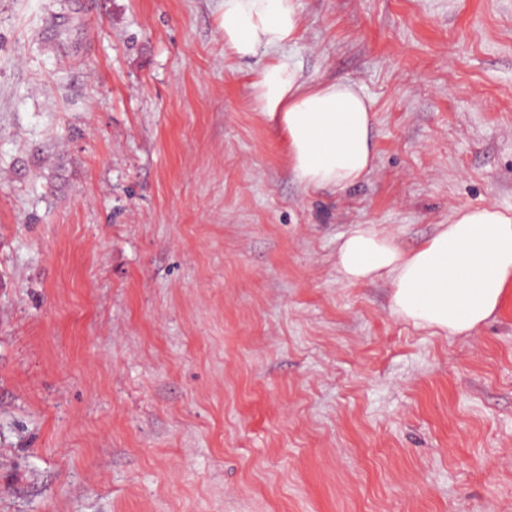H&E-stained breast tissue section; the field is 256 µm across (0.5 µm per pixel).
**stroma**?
I'll use <instances>...</instances> for the list:
<instances>
[{"instance_id": "35a3bbf8", "label": "stroma", "mask_w": 512, "mask_h": 512, "mask_svg": "<svg viewBox=\"0 0 512 512\" xmlns=\"http://www.w3.org/2000/svg\"><path fill=\"white\" fill-rule=\"evenodd\" d=\"M372 169L292 177L223 0H0V512H512V283L469 336L350 284L512 210V0H299Z\"/></svg>"}]
</instances>
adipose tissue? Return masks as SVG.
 Returning <instances> with one entry per match:
<instances>
[{"label": "adipose tissue", "instance_id": "adipose-tissue-1", "mask_svg": "<svg viewBox=\"0 0 512 512\" xmlns=\"http://www.w3.org/2000/svg\"><path fill=\"white\" fill-rule=\"evenodd\" d=\"M226 50L258 58L250 72L255 112L286 138L297 183L344 189L371 169L372 114L351 82L305 78L289 53L301 36L298 0H224ZM343 281L388 278L398 317L443 336L471 333L498 311L512 280V211L463 208L417 248L358 224L337 247Z\"/></svg>", "mask_w": 512, "mask_h": 512}]
</instances>
